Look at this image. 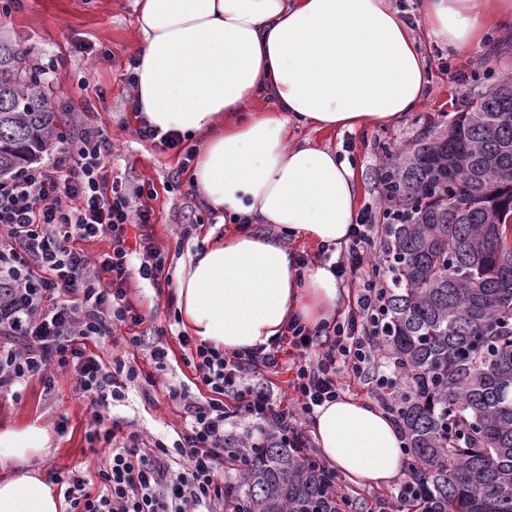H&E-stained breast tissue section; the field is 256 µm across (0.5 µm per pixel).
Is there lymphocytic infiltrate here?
Returning <instances> with one entry per match:
<instances>
[{
  "mask_svg": "<svg viewBox=\"0 0 512 512\" xmlns=\"http://www.w3.org/2000/svg\"><path fill=\"white\" fill-rule=\"evenodd\" d=\"M110 147L108 134L87 123L77 137L54 141L46 162L0 179V388L34 378L50 383L55 368L73 372L79 392L93 401L90 436L109 445L97 472L98 492L90 491L83 471L54 472L71 512H224L227 467L245 459L241 450L229 454L227 425L254 421L259 432H276L287 447L315 458L299 423L338 398L344 365L394 410L401 374L384 352L389 285L377 280L373 253L389 227L391 211L384 208L360 217L331 266L356 291L354 305L333 327L336 342L315 352L318 331L294 320L284 334L229 357L180 336L190 353L187 363L210 396L166 385L185 421L174 448L159 440L141 447L134 434L118 440L109 405L141 370L119 359L105 365L87 344H105L118 328L134 330L145 322L129 299L130 272L158 281L164 259L149 237L140 239L138 251L127 245L130 225L152 223L156 192L108 183L103 169ZM101 237L110 239V251L90 258L83 243ZM291 353L302 363L295 395L285 405L252 379L277 373Z\"/></svg>",
  "mask_w": 512,
  "mask_h": 512,
  "instance_id": "lymphocytic-infiltrate-1",
  "label": "lymphocytic infiltrate"
}]
</instances>
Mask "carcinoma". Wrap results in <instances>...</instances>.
<instances>
[{"instance_id": "carcinoma-1", "label": "carcinoma", "mask_w": 512, "mask_h": 512, "mask_svg": "<svg viewBox=\"0 0 512 512\" xmlns=\"http://www.w3.org/2000/svg\"><path fill=\"white\" fill-rule=\"evenodd\" d=\"M21 50L0 37V177L62 134ZM396 208L386 343L406 376V465L428 512H512V78L466 100L448 127L385 172ZM230 501L245 512H353L315 463L268 433Z\"/></svg>"}]
</instances>
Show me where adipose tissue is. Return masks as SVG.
<instances>
[{
  "mask_svg": "<svg viewBox=\"0 0 512 512\" xmlns=\"http://www.w3.org/2000/svg\"><path fill=\"white\" fill-rule=\"evenodd\" d=\"M140 119L202 142L190 181L240 231L179 263L185 332L224 352L279 336L290 318L315 326L343 290L329 263L302 264L285 237L337 247L359 197L338 149L290 143L292 129L344 133L385 125L429 93L427 62L391 0H136ZM430 37L459 51L512 32V0H423ZM313 432L327 461L357 485H388L404 469L401 435L373 403L318 406ZM53 438L42 427L0 430V512H63L34 467Z\"/></svg>",
  "mask_w": 512,
  "mask_h": 512,
  "instance_id": "obj_1",
  "label": "adipose tissue"
}]
</instances>
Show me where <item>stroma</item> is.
Returning <instances> with one entry per match:
<instances>
[{"label": "stroma", "instance_id": "35a3bbf8", "mask_svg": "<svg viewBox=\"0 0 512 512\" xmlns=\"http://www.w3.org/2000/svg\"><path fill=\"white\" fill-rule=\"evenodd\" d=\"M401 3L428 62L429 97L391 125L336 136L306 128L294 133L297 141L339 146L357 158L358 207L362 210L376 205L381 176L390 158L421 137L443 129L475 92L492 87L495 78L512 71V36L494 38L495 55L491 58L480 57L475 51L451 55L429 38L421 0ZM136 14V0H9L6 11H0V31L25 48L29 58L53 62L56 74L49 90L56 111L84 114L89 122L108 132L112 140V151L105 159L108 180L132 188L155 187V222L143 231L160 251L165 272L174 276L188 247L202 243L211 234L223 237L231 227L206 222L190 238L181 236L190 215L207 216L208 204L193 193L182 152L138 134L134 90L127 82L140 39ZM131 289L134 301L147 316L138 334L150 341L158 330H165L169 358L165 370L156 374L158 386L146 394L129 387L123 399L113 401L110 411L124 432H135L145 441L159 439L170 446L182 423L165 385L182 383L195 395L205 393L206 388L182 360L184 350L178 340L182 327L175 320L176 288L154 287L135 274ZM52 380L48 388L33 380L19 392H0V430L31 424L47 429L53 448L37 462L44 473L73 466L95 472L107 446L104 441L89 439L90 401L78 393L72 373L54 372Z\"/></svg>", "mask_w": 512, "mask_h": 512}]
</instances>
